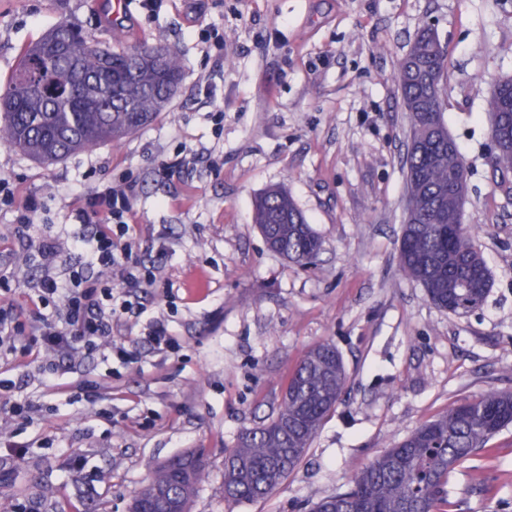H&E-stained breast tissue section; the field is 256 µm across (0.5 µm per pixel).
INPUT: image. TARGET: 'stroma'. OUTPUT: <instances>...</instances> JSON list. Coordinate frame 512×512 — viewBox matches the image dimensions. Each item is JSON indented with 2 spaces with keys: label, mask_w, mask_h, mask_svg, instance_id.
Segmentation results:
<instances>
[{
  "label": "stroma",
  "mask_w": 512,
  "mask_h": 512,
  "mask_svg": "<svg viewBox=\"0 0 512 512\" xmlns=\"http://www.w3.org/2000/svg\"><path fill=\"white\" fill-rule=\"evenodd\" d=\"M63 21L116 51L170 48L183 82L137 133L57 163L0 142V177L14 192L0 206V273L11 286L0 307L36 320L41 280L86 267L71 245L70 192L108 180L132 181L134 252L156 276L143 313L112 331L138 367L111 372L99 353L53 361L36 346L0 354V377L15 384L0 396V503L126 512L158 463L203 448L192 512H310L449 404L512 390V187L488 159L487 108L512 76V0H163L155 15L128 0L119 24L109 0H0V86L20 51ZM427 25L447 54L444 119L469 172L462 222L493 275L464 316L431 304L398 265L409 120L396 73ZM207 26L223 29V54L199 39ZM177 153L180 171H162ZM275 185L323 242L313 266L270 251L252 222L255 197ZM33 194L50 199L29 231L55 239L47 266L15 224ZM156 321L178 353L145 342ZM326 342L349 376L335 410L269 498L227 504L225 452L277 414L289 369ZM14 403L29 406L27 418L11 415ZM10 441L28 452L8 451ZM488 446L455 469L450 512H512V427Z\"/></svg>",
  "instance_id": "obj_1"
}]
</instances>
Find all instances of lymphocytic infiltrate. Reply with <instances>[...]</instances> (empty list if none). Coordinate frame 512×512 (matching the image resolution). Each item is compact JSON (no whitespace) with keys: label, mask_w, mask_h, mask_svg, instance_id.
<instances>
[{"label":"lymphocytic infiltrate","mask_w":512,"mask_h":512,"mask_svg":"<svg viewBox=\"0 0 512 512\" xmlns=\"http://www.w3.org/2000/svg\"><path fill=\"white\" fill-rule=\"evenodd\" d=\"M133 187L129 183L109 182L95 188L77 208L79 229L74 232L73 247L87 252L89 265L117 272V280L74 271L68 282L46 278L40 298L53 307L55 321L26 326L0 310V351H15L32 344L53 352L92 355L108 346L112 358L123 366L136 364L134 352L112 340V325L123 315L133 313L132 292L152 287V274H134L129 266L133 242L128 236L133 214Z\"/></svg>","instance_id":"f902f5d3"}]
</instances>
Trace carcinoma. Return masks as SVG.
<instances>
[{"mask_svg":"<svg viewBox=\"0 0 512 512\" xmlns=\"http://www.w3.org/2000/svg\"><path fill=\"white\" fill-rule=\"evenodd\" d=\"M157 47L116 52L61 23L27 46L0 92L6 142L44 163L92 145L119 142L148 124L182 83L177 55L156 64ZM441 44L422 29L402 58L397 83L410 119L405 160L413 211L403 224L398 263L440 309L465 315L480 306L493 277L460 217L468 172L460 150H448V128L421 119L440 112L434 80L442 79ZM488 111L501 117L495 136L512 148V77L499 81ZM253 222L269 249L300 265L314 264L322 242L288 192L272 187L255 200ZM347 383L336 348L321 344L288 371L279 411L242 432L224 456V501L264 500L299 464L323 419ZM512 425V392L448 405L363 469L350 488L317 502L311 512H447L448 483L456 467ZM201 449L158 464L134 500L147 506L159 484L169 485L192 509L206 468L192 467Z\"/></svg>","mask_w":512,"mask_h":512,"instance_id":"cac0c4a2","label":"carcinoma"}]
</instances>
